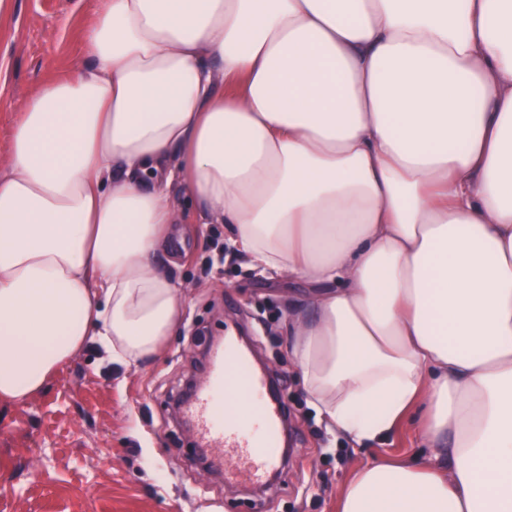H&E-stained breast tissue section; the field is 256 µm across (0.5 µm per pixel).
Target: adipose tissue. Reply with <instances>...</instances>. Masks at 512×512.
Here are the masks:
<instances>
[{
	"label": "adipose tissue",
	"mask_w": 512,
	"mask_h": 512,
	"mask_svg": "<svg viewBox=\"0 0 512 512\" xmlns=\"http://www.w3.org/2000/svg\"><path fill=\"white\" fill-rule=\"evenodd\" d=\"M0 176V402L183 312L176 225L308 284L289 352L355 444L338 512H512V0H100Z\"/></svg>",
	"instance_id": "1"
}]
</instances>
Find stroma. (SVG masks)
Here are the masks:
<instances>
[{"mask_svg":"<svg viewBox=\"0 0 512 512\" xmlns=\"http://www.w3.org/2000/svg\"><path fill=\"white\" fill-rule=\"evenodd\" d=\"M93 22L88 0H10L0 15V174L25 101L84 62ZM180 230L169 271L184 311L161 355L118 372L91 345L39 394L0 404V512H336L358 464L418 454L410 425L355 448L310 406L288 351V296L300 282L252 266L225 225ZM234 324L281 378L292 413L290 458L260 489L202 472L194 437L171 409L187 380L204 376L193 355L206 336Z\"/></svg>","mask_w":512,"mask_h":512,"instance_id":"35a3bbf8","label":"stroma"}]
</instances>
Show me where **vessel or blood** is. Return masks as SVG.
I'll return each instance as SVG.
<instances>
[{
    "label": "vessel or blood",
    "instance_id": "1",
    "mask_svg": "<svg viewBox=\"0 0 512 512\" xmlns=\"http://www.w3.org/2000/svg\"><path fill=\"white\" fill-rule=\"evenodd\" d=\"M231 398L244 405V420L225 415L224 404ZM182 412L210 469L256 485L280 472L279 440L288 406L272 395L266 371L256 368L249 351L235 342L210 348L205 379L194 388Z\"/></svg>",
    "mask_w": 512,
    "mask_h": 512
}]
</instances>
